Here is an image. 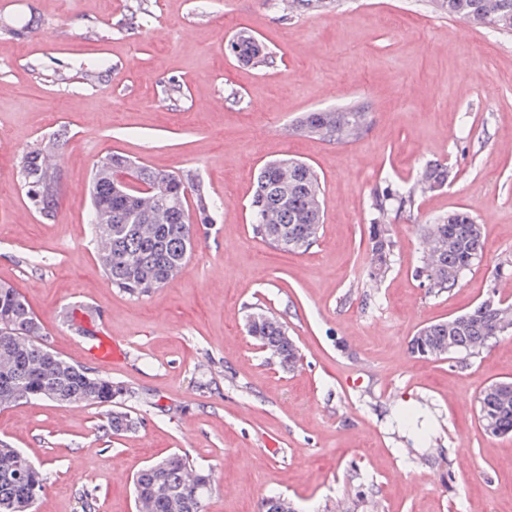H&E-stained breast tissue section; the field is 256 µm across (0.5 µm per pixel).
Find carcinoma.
Returning a JSON list of instances; mask_svg holds the SVG:
<instances>
[{"instance_id": "obj_1", "label": "carcinoma", "mask_w": 512, "mask_h": 512, "mask_svg": "<svg viewBox=\"0 0 512 512\" xmlns=\"http://www.w3.org/2000/svg\"><path fill=\"white\" fill-rule=\"evenodd\" d=\"M436 10L462 18L502 35H512V0H433ZM243 61L269 64L268 52L255 36L239 32L230 43ZM365 113L354 107L339 112H308L296 131L336 144L359 139ZM57 141L35 147L21 158L22 187L36 211L51 216L61 189V170L48 165L45 156L55 153ZM448 180V170L431 166L418 185L435 191ZM90 216L100 268L111 282L132 297H143L176 276L195 244L193 224L213 223L218 206L204 191L201 181L176 171H159L118 154L100 159L89 187ZM415 189L387 188L376 194L371 224V278L381 280L390 262L392 242L385 223L389 215L412 207ZM253 234L282 251H305L323 227L320 181L315 169L297 159H282L262 166L249 204ZM424 242L438 248L424 251L419 271H434L430 289L455 285L483 253V232L463 211H455L424 227ZM512 322V305L497 301L492 309L478 304L446 321L420 329L411 341L420 358L450 353L473 356L490 340L503 335L501 323ZM247 331L270 357L288 368L300 359L287 326L263 311L248 316ZM133 391L88 367L68 361L47 347L43 327L25 297L15 288L0 284V407L20 401L46 400L62 407L123 404ZM478 418L491 420L497 435L512 433V394L503 397L485 388L479 396ZM140 420L126 411H111L107 427L120 434L137 430ZM47 476L24 452L0 441V512H34ZM138 506L147 512H202L211 493L209 475L196 469L189 456L173 453L151 463L135 477Z\"/></svg>"}]
</instances>
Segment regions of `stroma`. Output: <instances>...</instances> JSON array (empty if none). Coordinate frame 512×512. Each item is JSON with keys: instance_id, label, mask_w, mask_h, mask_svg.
<instances>
[{"instance_id": "stroma-1", "label": "stroma", "mask_w": 512, "mask_h": 512, "mask_svg": "<svg viewBox=\"0 0 512 512\" xmlns=\"http://www.w3.org/2000/svg\"><path fill=\"white\" fill-rule=\"evenodd\" d=\"M243 29L270 65L228 51ZM348 106L366 114L355 142L293 132ZM56 134L61 191L45 217L18 165ZM0 140V283L67 359L110 336L120 360L93 368L133 390L123 408L142 421L113 435L94 405L0 408V440L47 474L36 512H78L83 489L95 512H136L133 476L174 451L212 474L204 512H260L279 495L295 512H512V434L478 420L481 391L512 381V334L466 358L410 349L425 324L491 295L512 303L511 36L426 0H0ZM112 153L195 175L222 204L181 272L140 298L103 276L88 222L93 164ZM289 157L320 178L323 229L299 253L254 237L248 210L260 167ZM436 164L447 182L389 216L391 262L373 282L375 194ZM456 210L481 224L484 251L435 293L414 275L422 227ZM259 309L287 324L294 368L249 336Z\"/></svg>"}]
</instances>
